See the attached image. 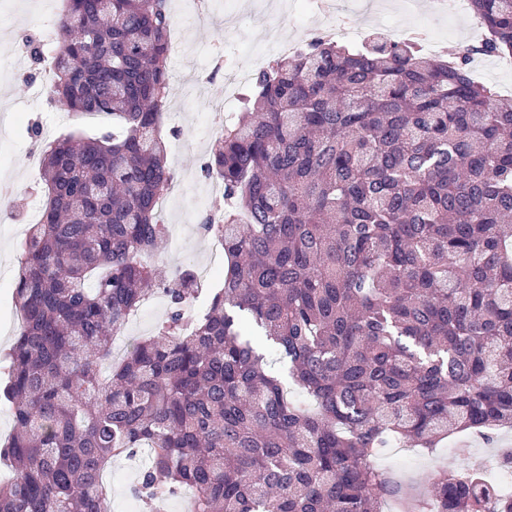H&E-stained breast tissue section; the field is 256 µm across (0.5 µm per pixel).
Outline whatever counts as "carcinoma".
I'll return each mask as SVG.
<instances>
[{
  "label": "carcinoma",
  "instance_id": "1",
  "mask_svg": "<svg viewBox=\"0 0 512 512\" xmlns=\"http://www.w3.org/2000/svg\"><path fill=\"white\" fill-rule=\"evenodd\" d=\"M470 6L485 36L449 63L317 36L252 74L204 167L227 266L195 311L194 271L145 261L168 236V0H65L49 94L112 129L43 151L3 353L0 512H108L104 471L139 448L147 508L188 487L189 512H512L475 470L434 474L421 500L374 462L393 439L512 427V103L469 73L512 55V0ZM159 290L165 318L102 375Z\"/></svg>",
  "mask_w": 512,
  "mask_h": 512
}]
</instances>
